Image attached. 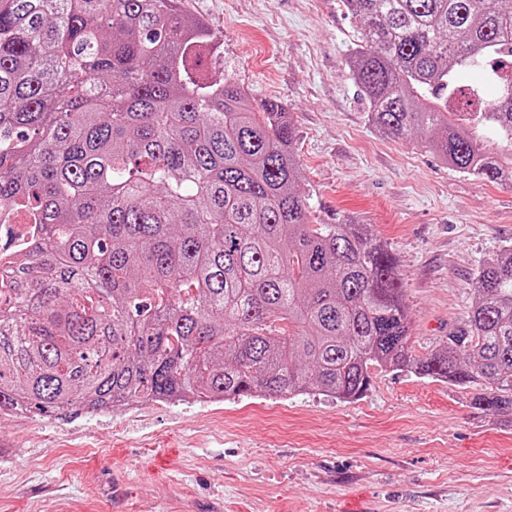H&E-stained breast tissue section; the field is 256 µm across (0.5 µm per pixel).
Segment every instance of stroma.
<instances>
[{
	"mask_svg": "<svg viewBox=\"0 0 512 512\" xmlns=\"http://www.w3.org/2000/svg\"><path fill=\"white\" fill-rule=\"evenodd\" d=\"M216 37L209 79L290 113L322 220L366 225L394 256L415 354L464 325L475 277L512 245V181L453 170L423 137L368 122L339 0H182ZM474 390L374 370L318 393L132 405L126 418L0 416V512H512V411Z\"/></svg>",
	"mask_w": 512,
	"mask_h": 512,
	"instance_id": "stroma-1",
	"label": "stroma"
}]
</instances>
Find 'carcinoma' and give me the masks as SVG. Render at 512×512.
Segmentation results:
<instances>
[{
	"label": "carcinoma",
	"instance_id": "cac0c4a2",
	"mask_svg": "<svg viewBox=\"0 0 512 512\" xmlns=\"http://www.w3.org/2000/svg\"><path fill=\"white\" fill-rule=\"evenodd\" d=\"M342 0L371 125L455 171L512 172V6ZM214 35L180 0H0V415L319 392L374 367L512 410V246L483 264L465 326L409 348L391 253L319 222L277 101L197 76ZM480 74L497 87L490 101Z\"/></svg>",
	"mask_w": 512,
	"mask_h": 512
}]
</instances>
